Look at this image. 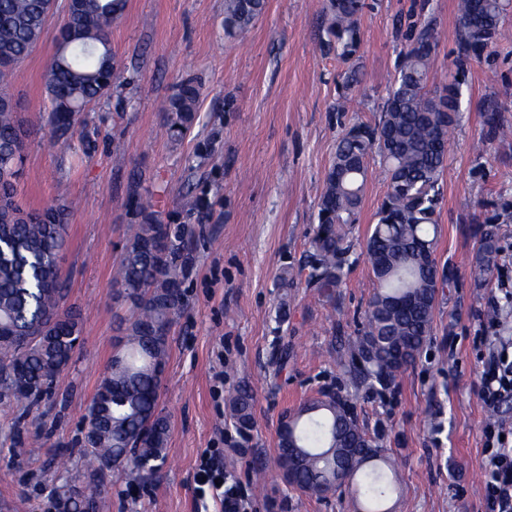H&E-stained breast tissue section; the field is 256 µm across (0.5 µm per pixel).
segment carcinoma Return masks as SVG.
<instances>
[{
  "instance_id": "1",
  "label": "carcinoma",
  "mask_w": 512,
  "mask_h": 512,
  "mask_svg": "<svg viewBox=\"0 0 512 512\" xmlns=\"http://www.w3.org/2000/svg\"><path fill=\"white\" fill-rule=\"evenodd\" d=\"M125 5L126 0H67L45 73L55 136L73 133L78 113L123 84L111 34ZM265 6V0H224V35L248 31ZM365 7V0H328L325 11L323 47L349 64L341 82L346 90L360 83L353 58ZM53 8L52 0H0V324L15 329L13 338L0 342V404H21L27 411L58 394L82 333L80 314L65 306L61 279L69 210L61 203L27 210L17 189L23 158L17 143L29 131L9 81L13 67L41 41ZM505 10L506 0H458L457 73L433 91L428 83L437 31L430 21L417 25L378 118L351 125L336 143L319 201L308 287L329 298L343 281L346 226L361 210L371 158L379 157L388 181L365 244L377 288L357 328L356 345L342 354L356 382L389 386L430 339L437 291L421 252L425 247L436 253L444 146L468 91L464 68L497 42ZM199 97L194 77L175 86L163 107L168 130L190 131ZM129 208L134 224L120 256L117 297L130 305L131 315L122 323L118 351L92 398L79 449L94 485L80 488L61 477L50 494L61 512H79L83 498L100 495L111 465L150 477L166 460L170 422L160 408L159 390L169 334L184 307L179 258L188 231L164 223L139 197L129 200ZM479 234L480 254L472 270L478 282L500 255L497 234L483 228ZM229 415L241 431L254 428L253 400L246 390L229 395ZM291 419L292 430L280 424L276 437L277 469L289 484L323 499L349 485L353 469L361 477L352 495L355 512H385L383 501L392 487L383 469L387 459L366 438L357 417L345 419L322 394L291 411Z\"/></svg>"
}]
</instances>
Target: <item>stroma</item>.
I'll return each mask as SVG.
<instances>
[{"label":"stroma","mask_w":512,"mask_h":512,"mask_svg":"<svg viewBox=\"0 0 512 512\" xmlns=\"http://www.w3.org/2000/svg\"><path fill=\"white\" fill-rule=\"evenodd\" d=\"M40 43L19 63L10 91L32 131L20 198L39 208L65 203L69 247L62 264L67 302L83 318L82 344L61 375L63 396L23 416L0 405V512H43L66 463L88 482L77 439L106 375L129 311L116 303L114 277L133 217V195L151 199L166 223L189 230L180 261L186 306L169 340L160 406L170 419L162 471L145 478L108 469L99 512H219L198 500L201 456L225 449L224 469L247 494L250 512H353L350 494L309 497L274 465L284 411L326 387L355 398L360 426L393 465L386 512H482V428L476 341L482 316L501 286L497 274L475 284L471 269L479 224L512 202V138L486 123L495 113L512 127V11L504 40L468 66L469 93L450 135L438 216L436 258L450 285L440 291L432 336L416 362L384 389L353 386L337 353L356 334L376 282L365 242L387 191L371 163L362 209L349 225L345 276L333 297L306 285L324 176L343 129L373 120L406 50L413 20H434L433 81H447L458 43L457 0H366L360 22L361 82L342 107L335 53L322 49L327 0H267L242 36H224V0H127L112 25V53L130 81L81 112L69 139L49 134L44 74L56 51L66 0H56ZM201 82L190 134L164 127L162 102L182 79ZM205 204L190 210L188 199ZM287 348L288 367L273 360ZM254 396L255 427L241 435L227 398ZM48 436L51 452L13 445L11 431ZM267 486L249 477L255 462Z\"/></svg>","instance_id":"obj_1"}]
</instances>
